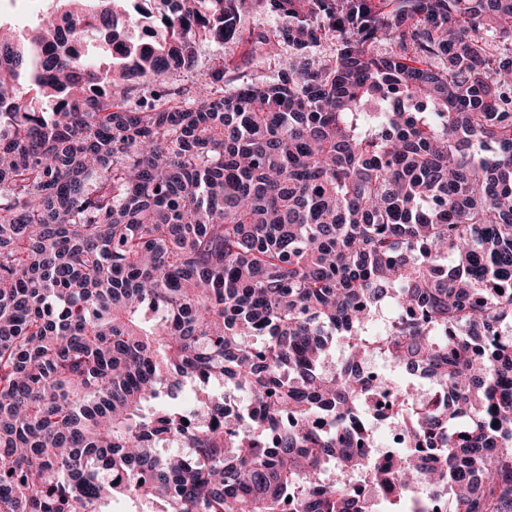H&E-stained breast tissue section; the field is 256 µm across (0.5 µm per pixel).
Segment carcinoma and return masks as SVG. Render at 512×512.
<instances>
[{
    "label": "carcinoma",
    "instance_id": "obj_1",
    "mask_svg": "<svg viewBox=\"0 0 512 512\" xmlns=\"http://www.w3.org/2000/svg\"><path fill=\"white\" fill-rule=\"evenodd\" d=\"M55 2L0 35V512H512V0ZM229 41L276 76L132 97ZM288 25V17L283 15H273L267 13L262 7L261 2H254L251 9L242 14L238 26L241 30L253 28H281Z\"/></svg>",
    "mask_w": 512,
    "mask_h": 512
}]
</instances>
